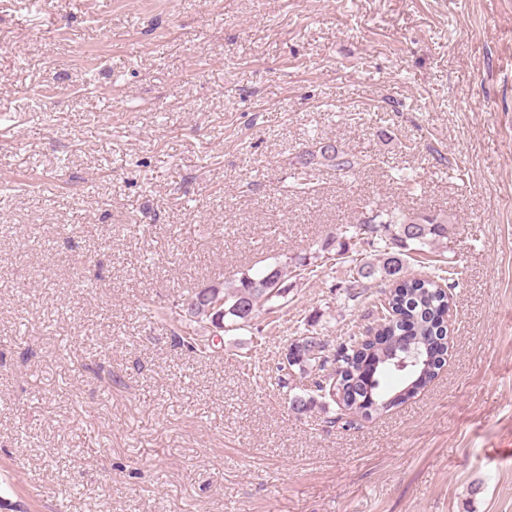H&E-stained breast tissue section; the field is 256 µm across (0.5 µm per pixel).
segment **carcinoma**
<instances>
[{
    "label": "carcinoma",
    "instance_id": "obj_1",
    "mask_svg": "<svg viewBox=\"0 0 512 512\" xmlns=\"http://www.w3.org/2000/svg\"><path fill=\"white\" fill-rule=\"evenodd\" d=\"M301 165L320 164L340 175H355L363 159L341 147L318 142L315 150L299 155ZM373 223L341 224L320 248L294 258V264L274 261L228 283L213 282L196 288L178 301L170 312V332L191 353H213L214 340L194 337L188 326L207 322L212 335L248 327L261 307L282 309L288 295L290 267L306 271L318 260L346 259L350 242L359 240L378 252L375 263L346 259L349 263L345 288L353 289L365 279L385 282L375 304L376 323L363 333H353L330 351L309 329L297 330L277 364L282 388L305 379L302 393L288 398V408L307 412L320 399H331L348 415L371 418L388 412L411 398L437 375L448 351V292L443 277L411 278L404 271L409 255H422L448 238V219L440 215L394 209H367ZM338 246L335 254L323 252ZM408 366L397 368L400 359ZM337 376L336 392H324L319 378L328 370Z\"/></svg>",
    "mask_w": 512,
    "mask_h": 512
}]
</instances>
